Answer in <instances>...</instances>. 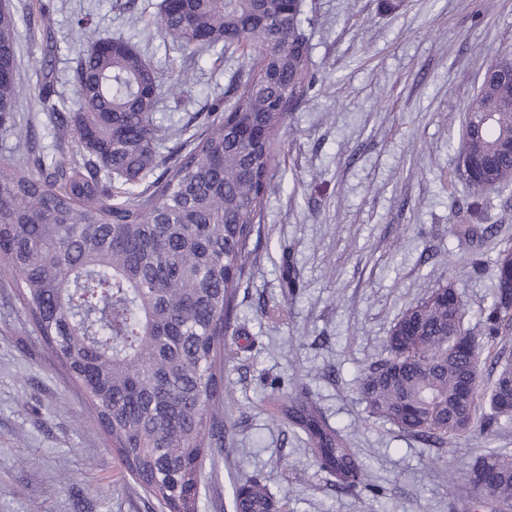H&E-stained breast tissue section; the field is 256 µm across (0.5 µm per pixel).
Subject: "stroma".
I'll use <instances>...</instances> for the list:
<instances>
[{
  "instance_id": "1",
  "label": "stroma",
  "mask_w": 512,
  "mask_h": 512,
  "mask_svg": "<svg viewBox=\"0 0 512 512\" xmlns=\"http://www.w3.org/2000/svg\"><path fill=\"white\" fill-rule=\"evenodd\" d=\"M316 85L274 144L273 188L253 238L250 279L237 303L240 347L224 368V452L206 458L198 512H233L241 475L261 479L288 512H488L459 498L474 459L512 453V428L472 432L429 448L369 417L356 388L401 312L439 277L454 281L465 324L480 329L491 263L512 246V189L484 206L496 236L453 232L474 192L450 149L483 68L512 53V0H313ZM160 0H11L17 17L20 113L55 151L54 108L39 95L43 68L73 102L72 67L85 41L131 37L164 77L192 75L155 114L176 146L204 130L215 98L230 99V61L188 57L162 38ZM301 289L285 300L283 280ZM301 383L366 466L368 489L339 490L305 437L273 422L267 399ZM0 512H162L113 454L83 397L37 336L13 280L0 275Z\"/></svg>"
}]
</instances>
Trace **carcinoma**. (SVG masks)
I'll list each match as a JSON object with an SVG mask.
<instances>
[{"label": "carcinoma", "instance_id": "1", "mask_svg": "<svg viewBox=\"0 0 512 512\" xmlns=\"http://www.w3.org/2000/svg\"><path fill=\"white\" fill-rule=\"evenodd\" d=\"M313 19L305 0H162L158 25L189 55L236 61L233 101L176 148L156 123L174 92L160 72L116 34L98 38L77 19L86 48L73 68L77 104L58 113L56 139L68 154L48 158L24 128L27 166L0 167V274L43 342L90 405L134 482L167 512H197L206 457L223 452L224 366L237 297L249 278L251 241L275 168L272 145L289 113L308 100ZM486 67L466 106L456 158L479 195L512 182V78ZM17 25L0 0V130L19 129ZM470 239L494 233L475 205L461 216ZM495 288L483 336L464 327L454 283L441 280L394 322L381 357L357 393L368 413L441 447L474 430L512 425V360L498 364L482 401L469 389L472 352L512 325L502 301L512 248L494 260ZM413 320L416 341L401 337ZM275 421L306 435L314 462L354 493L365 465L328 426L304 389L269 401ZM497 485L477 489L480 471ZM512 508V455L489 450L458 487ZM233 512H284L253 479L232 490Z\"/></svg>", "mask_w": 512, "mask_h": 512}]
</instances>
